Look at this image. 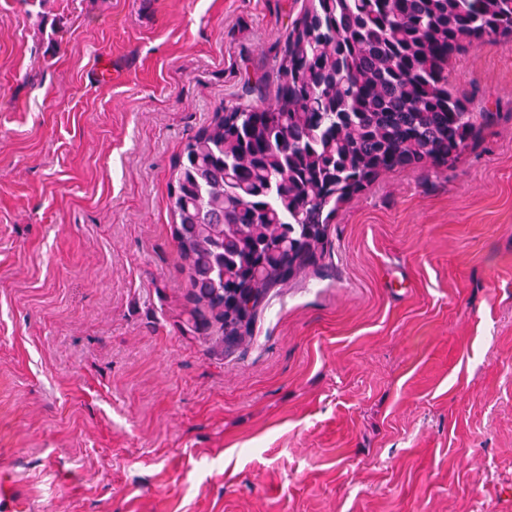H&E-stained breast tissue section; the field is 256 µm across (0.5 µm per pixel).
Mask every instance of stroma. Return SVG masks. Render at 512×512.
Returning <instances> with one entry per match:
<instances>
[{"mask_svg": "<svg viewBox=\"0 0 512 512\" xmlns=\"http://www.w3.org/2000/svg\"><path fill=\"white\" fill-rule=\"evenodd\" d=\"M304 0H0V475L24 512H512V46L490 112L398 169L267 294L246 349L186 321L171 171Z\"/></svg>", "mask_w": 512, "mask_h": 512, "instance_id": "35a3bbf8", "label": "stroma"}]
</instances>
